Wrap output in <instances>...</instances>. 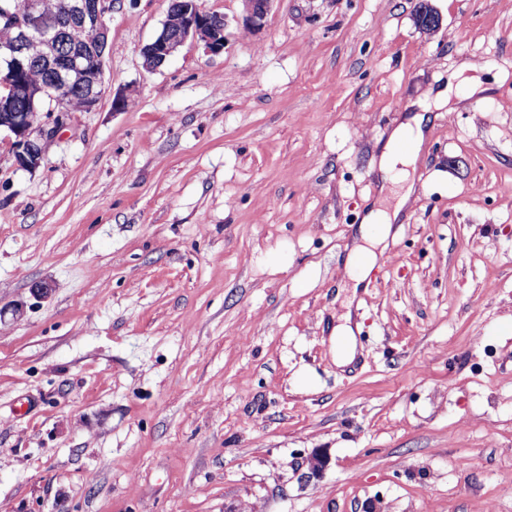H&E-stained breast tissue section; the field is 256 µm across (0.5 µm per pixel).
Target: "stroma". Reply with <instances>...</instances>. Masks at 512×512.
<instances>
[{"mask_svg": "<svg viewBox=\"0 0 512 512\" xmlns=\"http://www.w3.org/2000/svg\"><path fill=\"white\" fill-rule=\"evenodd\" d=\"M428 3L198 0L223 51L152 70L171 0H112L99 106L32 171L0 133V512H512V0ZM442 89L353 289L381 148ZM340 320H343L344 323L336 326L331 337L335 363L338 366L351 362L355 351V335L350 324V314L342 315Z\"/></svg>", "mask_w": 512, "mask_h": 512, "instance_id": "stroma-1", "label": "stroma"}]
</instances>
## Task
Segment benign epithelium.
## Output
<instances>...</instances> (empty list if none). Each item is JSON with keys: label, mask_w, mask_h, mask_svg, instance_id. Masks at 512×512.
<instances>
[{"label": "benign epithelium", "mask_w": 512, "mask_h": 512, "mask_svg": "<svg viewBox=\"0 0 512 512\" xmlns=\"http://www.w3.org/2000/svg\"><path fill=\"white\" fill-rule=\"evenodd\" d=\"M107 0H66L63 15L55 27H44L39 23L41 0H23L16 4L11 0H0V25L13 30V38L0 43V68L15 74L25 60L32 44L41 50V64L47 77L41 82L5 79L0 81V130L5 129L14 136L11 146L16 164L25 170L37 169L44 160L45 147L56 135L70 113L61 109L52 121L39 123L26 112L13 110L18 98L30 101L47 96L57 99L58 93L67 86H76L86 93L83 111L93 110L103 94L104 56L95 47L107 44L109 28L105 20L109 7ZM247 20L258 25L265 18L272 0H243ZM74 26L88 30L94 43L82 51L67 57L60 56L61 31ZM164 26L173 27L174 35L164 36L148 44L143 51L149 69L162 66L187 40L199 42L212 53L224 49L226 19L217 13L202 11L195 0H189L176 13H169Z\"/></svg>", "instance_id": "7a95c632"}]
</instances>
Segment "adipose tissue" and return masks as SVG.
Instances as JSON below:
<instances>
[{"mask_svg": "<svg viewBox=\"0 0 512 512\" xmlns=\"http://www.w3.org/2000/svg\"><path fill=\"white\" fill-rule=\"evenodd\" d=\"M425 120L420 112L396 126L380 154L379 196L364 216L345 264V273L354 283H362L376 264L379 248L414 192L412 174L425 138Z\"/></svg>", "mask_w": 512, "mask_h": 512, "instance_id": "adipose-tissue-1", "label": "adipose tissue"}]
</instances>
